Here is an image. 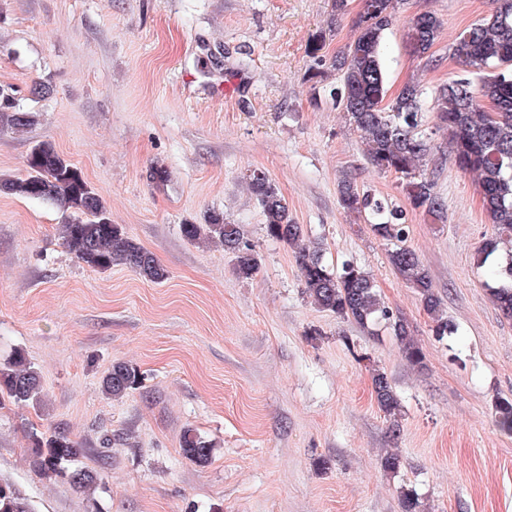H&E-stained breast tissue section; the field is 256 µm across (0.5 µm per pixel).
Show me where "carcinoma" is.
<instances>
[{"label": "carcinoma", "mask_w": 512, "mask_h": 512, "mask_svg": "<svg viewBox=\"0 0 512 512\" xmlns=\"http://www.w3.org/2000/svg\"><path fill=\"white\" fill-rule=\"evenodd\" d=\"M404 4L405 0H365L363 11L352 23L351 43L329 62L313 48L307 78H320L329 70L336 72L340 82V88L333 92L336 105L349 125L361 133L368 161L397 176L413 210L441 220L444 202L425 169L426 158L436 149L431 135L423 129L425 89L420 82L411 81L389 97L382 61L385 32L399 18ZM440 27L431 13L418 14L406 25V39L413 53L426 59L429 67L436 66L431 49ZM449 50L462 66V73L436 88L435 131L448 135L456 167L478 179L493 235L479 246L476 262L489 265L487 290L502 315L512 320V250L506 251L502 260L492 258L500 245L512 243V0H491L489 16L460 32ZM34 122L32 111L0 88V132L24 130ZM248 184L262 208L266 236L295 248L304 294L311 303L365 330L386 322L405 360L422 365L424 353L409 323L381 302L373 275L352 262L343 263L336 272L331 270L320 243L310 238L307 227L289 218L288 204L275 183L265 173L254 171L248 175ZM338 192L346 212L360 215L368 211L373 216L372 231L391 245L389 262L420 295L433 335L442 339L458 334V327L441 312L428 269L407 244L403 211L385 199L359 191L350 180L341 181ZM2 193L46 201L58 208L66 219L61 225L62 244L88 268L108 271L121 265L151 282L167 278L157 257L112 223L105 202L52 143L42 141L32 147L25 174L0 177ZM181 233L191 243L223 245L234 257L238 277L250 279L258 272L255 246L244 239L240 226L226 221L223 214H210L204 224H183ZM139 384L137 369L123 362L113 364L101 380L102 392L109 399L122 398ZM372 389L391 431H399L401 402L385 372L374 370ZM7 402L33 408L44 402L41 373L22 350L0 362V406ZM495 409L499 428L512 434V399H498ZM27 439L31 465L44 477L64 479L82 493L94 492L103 484L99 471L79 465L84 449L66 432L47 434L33 428ZM181 448L187 458L204 465L211 459L214 445L187 428ZM0 512L35 509L13 483L0 479Z\"/></svg>", "instance_id": "obj_1"}]
</instances>
